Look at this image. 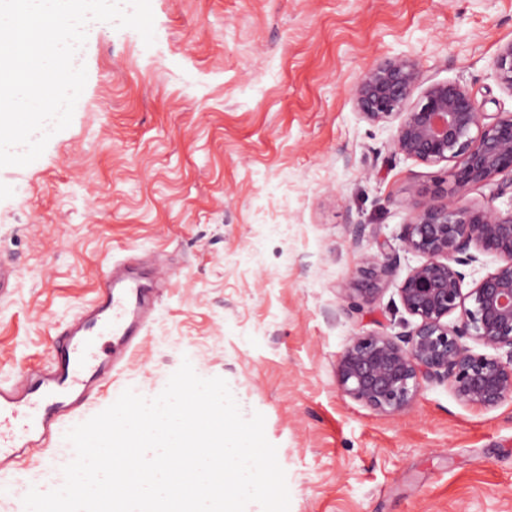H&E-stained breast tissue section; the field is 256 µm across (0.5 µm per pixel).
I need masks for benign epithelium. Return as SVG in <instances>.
I'll list each match as a JSON object with an SVG mask.
<instances>
[{"label":"benign epithelium","mask_w":512,"mask_h":512,"mask_svg":"<svg viewBox=\"0 0 512 512\" xmlns=\"http://www.w3.org/2000/svg\"><path fill=\"white\" fill-rule=\"evenodd\" d=\"M493 68L512 93V40L499 47ZM350 96L365 120L397 122L395 154L452 168L448 190L418 191L399 202L411 210L402 248L422 257L398 288L413 327L353 337L337 360L338 385L392 416L405 412L426 382L449 385L468 405L496 408L512 398V208L471 205L465 196L473 187H491L493 199L512 191V113L482 111L465 85L431 80L406 55L369 66ZM478 252L497 256L500 265L465 294L460 267L477 262ZM399 263L378 240L362 253L359 272L374 292ZM470 340L493 353L474 352Z\"/></svg>","instance_id":"obj_1"}]
</instances>
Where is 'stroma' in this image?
<instances>
[{"label": "stroma", "mask_w": 512, "mask_h": 512, "mask_svg": "<svg viewBox=\"0 0 512 512\" xmlns=\"http://www.w3.org/2000/svg\"><path fill=\"white\" fill-rule=\"evenodd\" d=\"M153 45L98 28L80 58L72 122L31 164L0 168V380L46 364L57 328L122 265L153 288L141 352L78 411L127 389L151 398L183 360L262 413L289 512H512V398L494 409L445 384L401 415L336 382L352 337L402 332V255L375 294L357 272L374 239L399 246L413 190L449 168L393 153L394 124L354 110L350 89L382 58L411 57L511 112L493 59L512 40V0H151ZM359 308L344 312L341 288ZM64 436L0 490L24 512L72 459Z\"/></svg>", "instance_id": "stroma-1"}]
</instances>
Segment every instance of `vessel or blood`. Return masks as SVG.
<instances>
[{"label": "vessel or blood", "instance_id": "obj_1", "mask_svg": "<svg viewBox=\"0 0 512 512\" xmlns=\"http://www.w3.org/2000/svg\"><path fill=\"white\" fill-rule=\"evenodd\" d=\"M152 310L150 289H120L106 277L94 303L57 330L44 367L0 384V479L11 475L20 452L46 447L115 370L117 357L100 347V339L117 338L125 352L136 351Z\"/></svg>", "mask_w": 512, "mask_h": 512}]
</instances>
